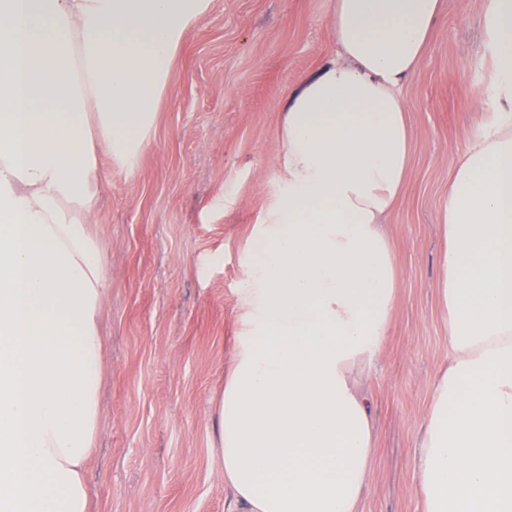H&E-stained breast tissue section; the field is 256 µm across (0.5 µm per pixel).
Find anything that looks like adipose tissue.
I'll return each instance as SVG.
<instances>
[{
	"instance_id": "1",
	"label": "adipose tissue",
	"mask_w": 512,
	"mask_h": 512,
	"mask_svg": "<svg viewBox=\"0 0 512 512\" xmlns=\"http://www.w3.org/2000/svg\"><path fill=\"white\" fill-rule=\"evenodd\" d=\"M210 0H0V512H90L106 292L98 157L134 169ZM441 0H327L333 51L286 94L213 411L225 512H362L365 382L399 260L382 217L410 174L404 88ZM494 114L439 233L447 371L417 441L419 512H512V0H486Z\"/></svg>"
}]
</instances>
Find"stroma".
Listing matches in <instances>:
<instances>
[{"label": "stroma", "mask_w": 512, "mask_h": 512, "mask_svg": "<svg viewBox=\"0 0 512 512\" xmlns=\"http://www.w3.org/2000/svg\"><path fill=\"white\" fill-rule=\"evenodd\" d=\"M485 2L443 0L405 90L411 173L385 219L399 296L366 381L377 467L363 512H418V427L448 362L438 224L459 154L494 117ZM326 9V0H211L175 56L134 173L99 160L106 374L86 474L94 512H224L211 413L235 346L239 257L278 178L285 94L331 52Z\"/></svg>", "instance_id": "stroma-1"}]
</instances>
